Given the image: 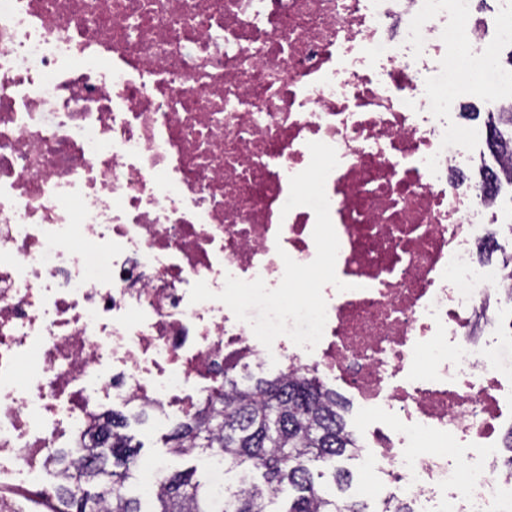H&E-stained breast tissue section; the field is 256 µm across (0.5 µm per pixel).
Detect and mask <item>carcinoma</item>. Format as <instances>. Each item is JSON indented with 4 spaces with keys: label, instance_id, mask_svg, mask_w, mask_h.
<instances>
[{
    "label": "carcinoma",
    "instance_id": "obj_1",
    "mask_svg": "<svg viewBox=\"0 0 512 512\" xmlns=\"http://www.w3.org/2000/svg\"><path fill=\"white\" fill-rule=\"evenodd\" d=\"M488 130L496 133L497 154L512 156V109L490 112ZM336 392L314 378L278 374L244 384L236 368L224 369V394L208 397L203 408L175 424L167 437L170 452L206 456L236 472L239 484L217 490L196 478L197 469L164 473L152 494V512H412L408 501L395 496L377 508L368 501L340 495L350 474L336 467L342 457L358 456L361 445L346 428ZM127 418L112 413V430L97 436V447L85 438L57 463L88 453L93 468L66 476L54 487L51 512H142L139 447L126 433ZM332 471L333 487L314 480L311 465Z\"/></svg>",
    "mask_w": 512,
    "mask_h": 512
}]
</instances>
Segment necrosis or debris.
Instances as JSON below:
<instances>
[{
    "label": "necrosis or debris",
    "instance_id": "4bbe7bcc",
    "mask_svg": "<svg viewBox=\"0 0 512 512\" xmlns=\"http://www.w3.org/2000/svg\"><path fill=\"white\" fill-rule=\"evenodd\" d=\"M512 0H0V512L62 430L113 404L173 423L227 366L334 379L378 419L364 471L413 512H512L505 164L453 107L512 94ZM337 285L311 349L264 346L195 282L276 288L316 256L285 210L308 145Z\"/></svg>",
    "mask_w": 512,
    "mask_h": 512
}]
</instances>
